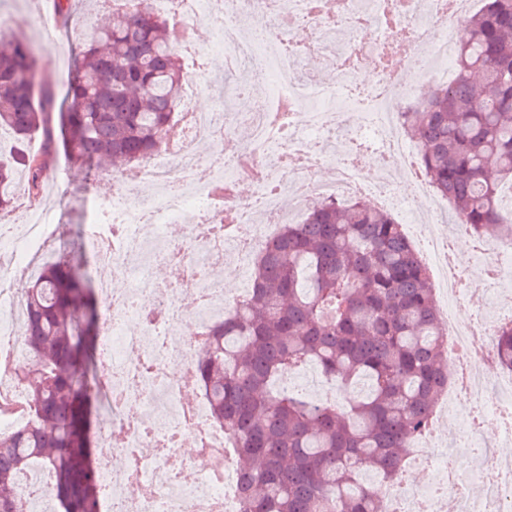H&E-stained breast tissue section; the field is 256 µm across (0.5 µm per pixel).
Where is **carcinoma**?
<instances>
[{"instance_id":"carcinoma-1","label":"carcinoma","mask_w":512,"mask_h":512,"mask_svg":"<svg viewBox=\"0 0 512 512\" xmlns=\"http://www.w3.org/2000/svg\"><path fill=\"white\" fill-rule=\"evenodd\" d=\"M128 2L84 44L61 101L39 86L34 51L0 23V133L10 138L0 215L15 211L21 174L39 198L45 157L61 148L86 172L109 158L140 164L170 141L187 80L182 51L149 0ZM464 23L455 80L402 107L400 122L432 188L471 233L512 240V0H482ZM37 134L43 151L34 154L27 144ZM253 265L251 288L206 327L196 357L210 414L230 440L243 512H380L375 482L403 474L448 372L428 267L390 214L335 199L281 225ZM21 305L30 361L16 375L26 408L21 425L0 428V512H20L18 480L38 465L54 476L58 512H94L100 298L81 265L60 256L22 289ZM495 336L499 363L512 369V322ZM302 366L336 381L347 402L281 386Z\"/></svg>"}]
</instances>
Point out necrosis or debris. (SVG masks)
<instances>
[{
  "mask_svg": "<svg viewBox=\"0 0 512 512\" xmlns=\"http://www.w3.org/2000/svg\"><path fill=\"white\" fill-rule=\"evenodd\" d=\"M477 0H402L399 33L410 37L408 66L414 75L381 69L364 83L356 59L366 46L357 32L373 29L391 9L389 0H344L340 13L314 14L306 0H225L216 12L204 0H151L154 10L171 17L180 45L194 64L188 71L192 94L210 91L213 77L197 49L193 31L205 23L221 31L219 51L226 85L223 110L202 111L183 102L177 139L167 152L115 175L116 189L98 206L82 230L83 250L98 271H109L116 287L100 285L104 310L99 336L101 383L109 406L102 416V448L123 460L116 470L97 473L100 493L95 512H241L233 455L224 429L214 423L198 392L195 361L199 339L183 335V320L224 313L234 300L207 269L235 255L246 264L254 250L281 224L300 223L310 199L366 197L389 211L419 208L418 227L441 253L450 235L467 227L453 222L452 234L432 227L431 213L440 208L418 165V150L403 138L398 123L402 102L418 96L427 83L448 84L454 77L446 64L455 56V42L433 39L429 24L454 25ZM262 16L277 35L266 39L243 27V17ZM314 31L311 42L292 41L290 30ZM316 58L333 69L331 83H317L303 74L304 58ZM248 88L259 100L249 113V138L239 142L225 124V108L236 91ZM362 141L372 148L366 163L363 150L339 152L340 140ZM330 177H322L323 168ZM247 180L251 194L216 198L211 184ZM404 183L396 193L395 180ZM160 185L159 195L141 198L136 188ZM290 195L292 208L281 204ZM185 227L173 240L166 228ZM27 244L15 247L8 275L0 277V340L9 356L0 362V400L20 403L23 389L14 372L25 362L23 344L13 332L20 306L18 286L32 280L38 261L60 253L69 238L68 226L56 211L45 210L26 226ZM170 271L167 284L152 281L155 263ZM436 293L448 342V383L442 394L449 410L466 403L475 413L460 425L479 453V466L497 470L495 483L477 485L460 462L439 457L426 487L400 480L380 489L382 512H512V462L485 450L483 429L493 423L512 438V371L497 362L492 325L458 314L459 292L447 276H439ZM191 437L204 462L194 472L180 446Z\"/></svg>",
  "mask_w": 512,
  "mask_h": 512,
  "instance_id": "obj_1",
  "label": "necrosis or debris"
}]
</instances>
